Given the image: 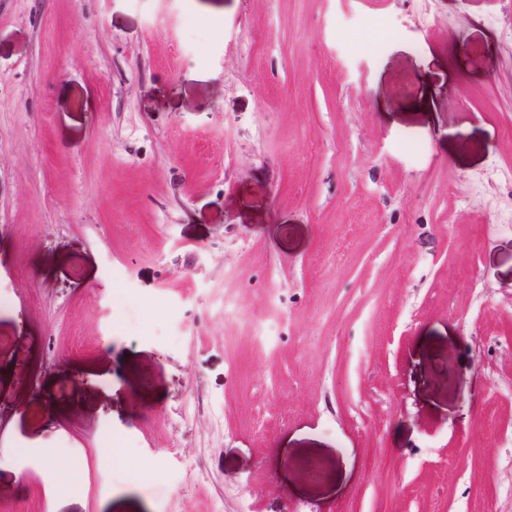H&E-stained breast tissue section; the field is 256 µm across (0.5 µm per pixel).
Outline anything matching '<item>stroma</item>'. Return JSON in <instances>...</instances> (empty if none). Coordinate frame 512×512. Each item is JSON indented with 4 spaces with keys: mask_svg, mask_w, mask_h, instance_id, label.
I'll list each match as a JSON object with an SVG mask.
<instances>
[{
    "mask_svg": "<svg viewBox=\"0 0 512 512\" xmlns=\"http://www.w3.org/2000/svg\"><path fill=\"white\" fill-rule=\"evenodd\" d=\"M2 447L76 472L0 512H512V0H0ZM41 461L51 473L57 485H69L73 478L74 466L68 462H62L54 451L45 448L41 454Z\"/></svg>",
    "mask_w": 512,
    "mask_h": 512,
    "instance_id": "stroma-1",
    "label": "stroma"
}]
</instances>
